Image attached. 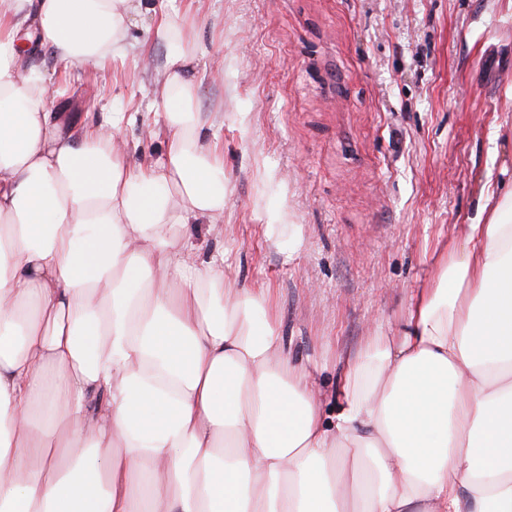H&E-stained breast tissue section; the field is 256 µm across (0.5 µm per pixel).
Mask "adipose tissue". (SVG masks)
<instances>
[{"instance_id":"ef3b65f1","label":"adipose tissue","mask_w":512,"mask_h":512,"mask_svg":"<svg viewBox=\"0 0 512 512\" xmlns=\"http://www.w3.org/2000/svg\"><path fill=\"white\" fill-rule=\"evenodd\" d=\"M133 0H0V512H512V188L418 289L395 336L342 364L336 411L293 362L271 292L201 258L224 161L175 18L167 150L122 120L64 130L20 25L100 67Z\"/></svg>"}]
</instances>
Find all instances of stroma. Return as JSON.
Instances as JSON below:
<instances>
[{
  "mask_svg": "<svg viewBox=\"0 0 512 512\" xmlns=\"http://www.w3.org/2000/svg\"><path fill=\"white\" fill-rule=\"evenodd\" d=\"M196 35L202 136L224 150V232L191 224L245 288L272 289L291 357L327 406L338 358L393 335L480 192L512 186V8L507 0H143L125 57L90 69L49 49L23 68L79 130L112 113L130 163L166 148L162 15Z\"/></svg>",
  "mask_w": 512,
  "mask_h": 512,
  "instance_id": "35a3bbf8",
  "label": "stroma"
}]
</instances>
